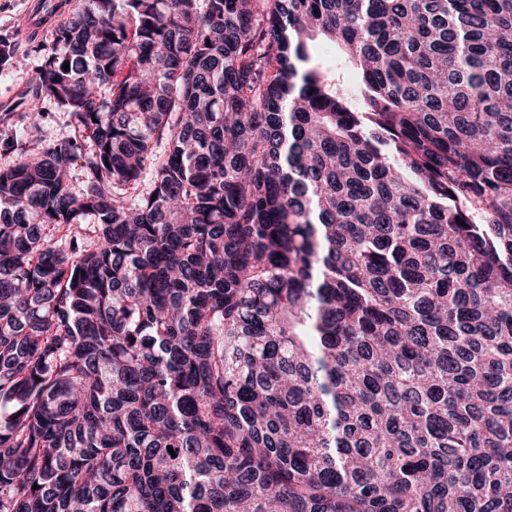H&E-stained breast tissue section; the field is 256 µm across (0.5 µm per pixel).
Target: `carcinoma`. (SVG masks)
Returning a JSON list of instances; mask_svg holds the SVG:
<instances>
[{"label": "carcinoma", "instance_id": "obj_1", "mask_svg": "<svg viewBox=\"0 0 512 512\" xmlns=\"http://www.w3.org/2000/svg\"><path fill=\"white\" fill-rule=\"evenodd\" d=\"M39 51L0 512H512V0H81ZM43 106L46 113L37 137L42 140H57L73 136L68 113L51 101L44 102Z\"/></svg>", "mask_w": 512, "mask_h": 512}]
</instances>
